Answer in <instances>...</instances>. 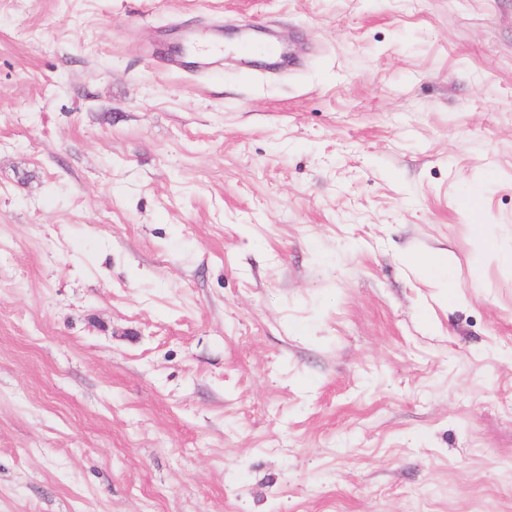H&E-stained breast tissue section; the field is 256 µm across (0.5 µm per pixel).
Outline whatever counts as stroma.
<instances>
[{
  "label": "stroma",
  "mask_w": 512,
  "mask_h": 512,
  "mask_svg": "<svg viewBox=\"0 0 512 512\" xmlns=\"http://www.w3.org/2000/svg\"><path fill=\"white\" fill-rule=\"evenodd\" d=\"M510 251L512 0H0V512H512ZM179 41L183 51L172 49L170 44L166 49L173 66L177 64L183 66L190 62L192 67L201 70L219 63L224 56V26L222 25L212 27L205 34L195 32L183 34ZM409 259L412 265L422 267L433 272L441 280L446 282L448 281V284L452 282L453 270L449 264L448 266L446 263L440 264L437 258L418 253H414Z\"/></svg>",
  "instance_id": "stroma-1"
}]
</instances>
